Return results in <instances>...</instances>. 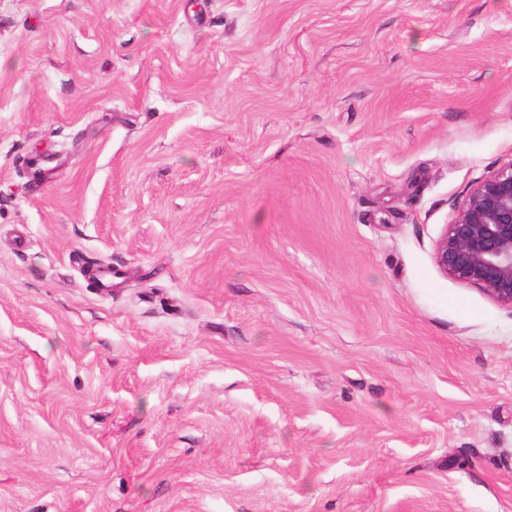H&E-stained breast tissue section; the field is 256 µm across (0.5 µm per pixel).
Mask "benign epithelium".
I'll return each mask as SVG.
<instances>
[{
  "mask_svg": "<svg viewBox=\"0 0 512 512\" xmlns=\"http://www.w3.org/2000/svg\"><path fill=\"white\" fill-rule=\"evenodd\" d=\"M434 261L512 309V160L478 181L437 240Z\"/></svg>",
  "mask_w": 512,
  "mask_h": 512,
  "instance_id": "obj_1",
  "label": "benign epithelium"
}]
</instances>
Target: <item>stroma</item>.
<instances>
[{"mask_svg": "<svg viewBox=\"0 0 512 512\" xmlns=\"http://www.w3.org/2000/svg\"><path fill=\"white\" fill-rule=\"evenodd\" d=\"M511 160L512 0H0V512H512ZM434 261L512 309V160L478 181L437 240Z\"/></svg>", "mask_w": 512, "mask_h": 512, "instance_id": "35a3bbf8", "label": "stroma"}]
</instances>
